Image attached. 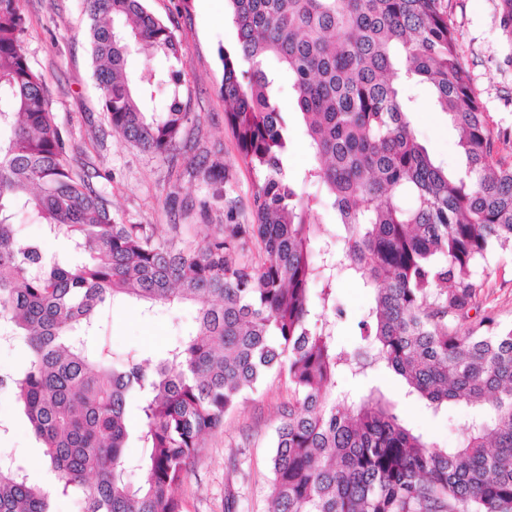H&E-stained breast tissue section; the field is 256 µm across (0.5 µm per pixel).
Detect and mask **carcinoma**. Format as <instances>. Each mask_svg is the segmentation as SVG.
Here are the masks:
<instances>
[{"label": "carcinoma", "instance_id": "cac0c4a2", "mask_svg": "<svg viewBox=\"0 0 512 512\" xmlns=\"http://www.w3.org/2000/svg\"><path fill=\"white\" fill-rule=\"evenodd\" d=\"M94 77L119 138L158 155L199 117L176 98L145 103L183 71L173 29L141 0H85ZM237 44L224 50V118L253 173L255 222L189 243L123 224L72 165L45 79L29 63L21 0H0V370L41 443L56 492L81 512H182L177 488L206 434L275 374L288 381L271 457L272 512H512V328L478 310V271L512 249V163L459 50L445 0H226ZM159 51L180 67L127 75L124 57ZM288 77L315 163L285 180ZM426 83L460 133L462 176L421 144L402 95ZM320 208L345 236L324 252ZM26 216L43 226L20 236ZM63 242L60 254L50 245ZM373 301L363 345H336V281ZM196 306L195 329L159 354H119L101 316ZM391 371L437 414L473 417L456 448L408 428L380 393L355 400L349 373ZM139 426L127 422L130 400ZM137 442L144 453L126 452ZM143 480H130L133 471ZM27 466L0 454V512H53Z\"/></svg>", "mask_w": 512, "mask_h": 512}]
</instances>
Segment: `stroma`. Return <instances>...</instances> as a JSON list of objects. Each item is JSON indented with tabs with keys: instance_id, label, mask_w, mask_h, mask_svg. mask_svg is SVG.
Wrapping results in <instances>:
<instances>
[{
	"instance_id": "obj_1",
	"label": "stroma",
	"mask_w": 512,
	"mask_h": 512,
	"mask_svg": "<svg viewBox=\"0 0 512 512\" xmlns=\"http://www.w3.org/2000/svg\"><path fill=\"white\" fill-rule=\"evenodd\" d=\"M502 2L447 0L480 103L500 135L496 152L512 162V36L503 28ZM22 5L29 23L27 55L45 78L51 110L72 146L73 164L110 201L120 222L153 224L162 235L175 224L185 239L205 236L223 224L253 223L254 177L243 165L224 121L221 53L237 42L224 0H144L150 12L172 25L181 43L186 64L174 91L188 111L200 117L199 129L183 133L182 146L166 156L121 140L105 121L93 77L91 21L83 0H22ZM409 94L418 139L436 163L452 173L461 171L465 162L457 146L458 132L437 110L431 88L417 85ZM281 103L291 128L285 173L289 182L301 185L300 176L312 164L313 155L290 85H283ZM202 156L223 166V183L203 181L196 166ZM487 271L480 312L510 328L512 250L491 252ZM336 304L345 311L336 321L337 335L347 349H355L360 344L359 322L369 306L368 290L362 282L342 280ZM194 317L190 304L151 317L141 315L133 305H116L105 314L103 333L120 351L160 350L191 333ZM338 386L356 395L380 388L410 428L443 447L459 446L461 428L471 417L463 405L432 415L423 404L406 397L403 382L390 372L363 379L344 377ZM287 399V385L272 377L225 416L223 427L207 437L193 470L177 490L182 512H224L231 496L239 504L238 512H268L274 491L271 440L279 423L278 410ZM1 417L11 420L12 427L0 435V453L24 462L31 480L41 481L39 444L11 393H0Z\"/></svg>"
}]
</instances>
